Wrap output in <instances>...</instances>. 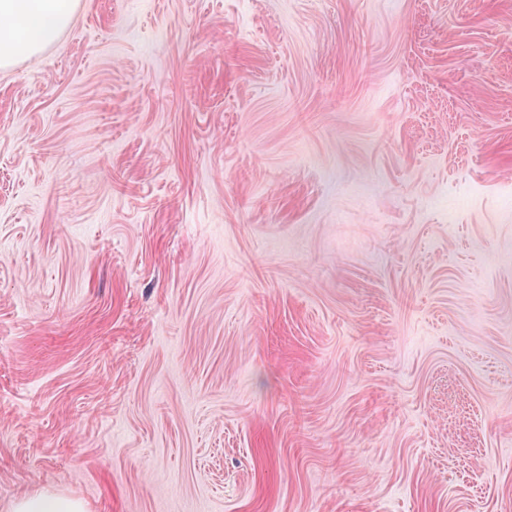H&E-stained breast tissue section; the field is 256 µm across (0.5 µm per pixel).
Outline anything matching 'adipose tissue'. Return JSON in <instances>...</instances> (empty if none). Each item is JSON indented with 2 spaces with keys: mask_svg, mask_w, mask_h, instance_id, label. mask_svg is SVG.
Instances as JSON below:
<instances>
[{
  "mask_svg": "<svg viewBox=\"0 0 512 512\" xmlns=\"http://www.w3.org/2000/svg\"><path fill=\"white\" fill-rule=\"evenodd\" d=\"M78 0H0V65L35 57L70 21Z\"/></svg>",
  "mask_w": 512,
  "mask_h": 512,
  "instance_id": "adipose-tissue-1",
  "label": "adipose tissue"
}]
</instances>
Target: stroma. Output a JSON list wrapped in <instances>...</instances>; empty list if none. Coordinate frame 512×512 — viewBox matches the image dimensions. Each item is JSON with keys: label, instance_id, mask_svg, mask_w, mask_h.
Masks as SVG:
<instances>
[{"label": "stroma", "instance_id": "1", "mask_svg": "<svg viewBox=\"0 0 512 512\" xmlns=\"http://www.w3.org/2000/svg\"><path fill=\"white\" fill-rule=\"evenodd\" d=\"M512 0H80L0 67V512H512ZM12 512H84L83 504L72 498L44 491L18 499Z\"/></svg>", "mask_w": 512, "mask_h": 512}]
</instances>
